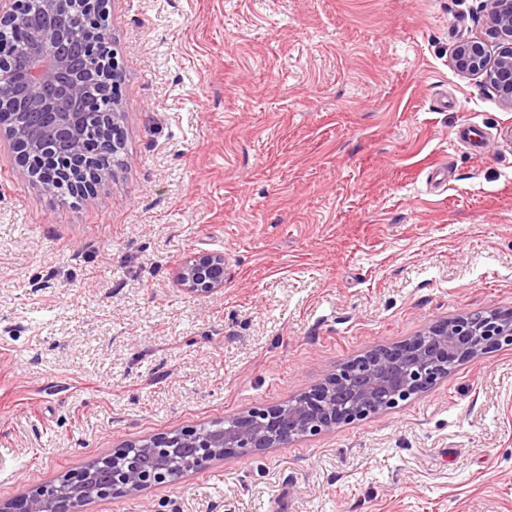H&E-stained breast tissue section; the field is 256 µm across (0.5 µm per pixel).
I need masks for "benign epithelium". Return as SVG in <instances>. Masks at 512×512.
I'll return each instance as SVG.
<instances>
[{
    "label": "benign epithelium",
    "instance_id": "obj_1",
    "mask_svg": "<svg viewBox=\"0 0 512 512\" xmlns=\"http://www.w3.org/2000/svg\"><path fill=\"white\" fill-rule=\"evenodd\" d=\"M488 35L497 40L489 56L482 39L462 42L452 67L475 76L512 110V0H487ZM110 0H40L35 13L18 12V0H0V25L32 37L22 73L19 122L0 127V135L20 154L27 171L43 164L55 167L57 182L76 193L96 185L87 162L110 141L122 145L120 72L112 70V129L101 128L96 140L85 137L82 114L75 107L94 109L86 77L76 66L71 42L85 19L107 12ZM176 281L188 294L224 290V254L203 253L178 267ZM512 340V309L468 313L438 321L400 344L366 352L292 401L264 405L235 416L224 428H180L127 443L96 455L83 466L56 479L0 500V512H83L93 500L119 499L171 483L182 475L208 469L217 460L245 458L279 448L287 439L317 436L371 414L387 411L427 390L448 376V368L475 359Z\"/></svg>",
    "mask_w": 512,
    "mask_h": 512
}]
</instances>
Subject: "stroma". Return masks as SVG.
Segmentation results:
<instances>
[{"mask_svg":"<svg viewBox=\"0 0 512 512\" xmlns=\"http://www.w3.org/2000/svg\"><path fill=\"white\" fill-rule=\"evenodd\" d=\"M485 0H115L123 163L0 141V499L512 309V110L451 55ZM224 255V289L181 290ZM86 512H512V345L397 408ZM176 281L188 294H214L224 289L223 253L190 256L178 267Z\"/></svg>","mask_w":512,"mask_h":512,"instance_id":"obj_1","label":"stroma"}]
</instances>
